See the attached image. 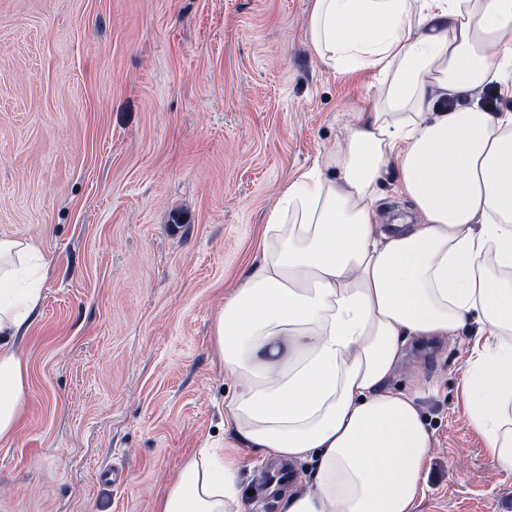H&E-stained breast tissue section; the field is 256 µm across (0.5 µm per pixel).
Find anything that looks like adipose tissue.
<instances>
[{
	"mask_svg": "<svg viewBox=\"0 0 512 512\" xmlns=\"http://www.w3.org/2000/svg\"><path fill=\"white\" fill-rule=\"evenodd\" d=\"M308 36L326 66L377 71L376 103L289 183L215 314V356L238 383L232 438L188 458L157 512H243L245 449L312 462L309 487L278 512H411L430 435L387 382L408 340L472 322L470 424L512 474V111L442 106L491 82L512 96V0H310ZM393 163L419 221L387 233L375 202ZM46 265L0 237V439L25 413L16 340Z\"/></svg>",
	"mask_w": 512,
	"mask_h": 512,
	"instance_id": "1",
	"label": "adipose tissue"
}]
</instances>
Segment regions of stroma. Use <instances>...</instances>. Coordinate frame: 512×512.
<instances>
[{
	"label": "stroma",
	"mask_w": 512,
	"mask_h": 512,
	"mask_svg": "<svg viewBox=\"0 0 512 512\" xmlns=\"http://www.w3.org/2000/svg\"><path fill=\"white\" fill-rule=\"evenodd\" d=\"M309 0H0V237L50 259L24 419L0 441V512H155L237 389L212 320L289 181L371 111L374 71L313 53ZM385 224L416 217L396 169ZM473 330L409 344L391 389L431 434L412 512H512L464 392ZM276 460L245 454L246 512ZM116 467L123 485L100 481Z\"/></svg>",
	"instance_id": "35a3bbf8"
}]
</instances>
